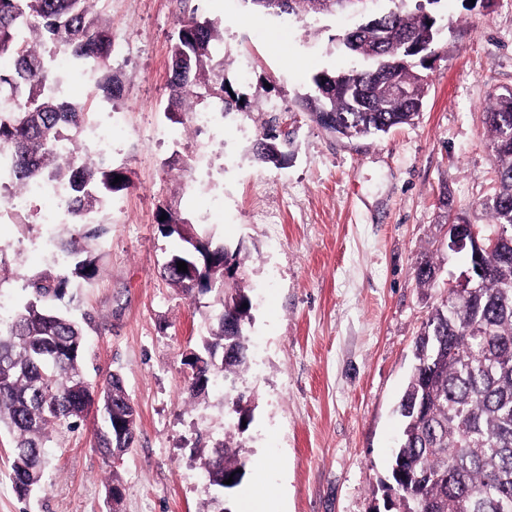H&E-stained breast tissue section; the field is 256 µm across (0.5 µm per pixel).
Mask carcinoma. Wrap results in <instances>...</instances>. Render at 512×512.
<instances>
[{
  "mask_svg": "<svg viewBox=\"0 0 512 512\" xmlns=\"http://www.w3.org/2000/svg\"><path fill=\"white\" fill-rule=\"evenodd\" d=\"M329 0H289L286 8L254 3L295 19L317 13ZM417 3L389 13L385 30L366 29L355 37L352 53L367 57L383 52L401 55L403 45L420 46L418 57L434 52L436 27ZM221 34L214 22L194 16L179 21L170 46L168 110L183 108L202 88L219 100L221 111L240 108L239 98H224V58L214 48ZM63 53L97 75V87L114 100L122 84L109 61L112 39L92 11V0H0V56L14 66L0 73V93L12 105L0 111V177L16 185L63 187L59 205L70 223L86 225L108 209L112 194L131 184L126 170L104 160L93 165L83 153L64 152L89 122L85 105L61 97V76L51 56ZM340 84L322 89L326 75L313 78L312 91L297 101L325 128L346 138L386 134L411 123L423 106L428 83L413 67L374 73L351 68L336 73ZM406 93L399 94L396 88ZM485 123L497 155L493 185L478 206L490 223L484 233L496 239L486 258L482 287L465 299L449 297L428 316L414 344L415 365L399 404L402 429L391 469L395 488L389 508L395 512H512V91L492 96ZM288 133L271 124L256 143V156L279 164ZM123 177L119 183L114 178ZM165 235L180 234L184 223L169 207ZM206 250L194 275L180 271L168 259V281L193 299L211 292L210 283L224 282V247ZM60 273L26 279L31 299L5 324H0V428L13 437L12 486L21 498L39 488L46 465V443L54 426L74 429L91 407L100 416L97 451L112 460L127 441H136L137 411L123 381L115 375L96 391L85 379L81 363L84 330L73 319L49 306L62 297L69 276L92 279L96 258L75 237L61 243ZM438 264L425 253L415 272L419 285L433 288ZM221 309L203 337L204 365L192 369L189 392L202 395L209 382L229 384L246 364V325L252 320L245 289L222 292ZM237 419V432L211 449L203 465L216 466L227 494L245 477L240 451L251 415L245 405L251 395L230 388L225 392ZM131 418L126 439L112 441L115 421Z\"/></svg>",
  "mask_w": 512,
  "mask_h": 512,
  "instance_id": "cac0c4a2",
  "label": "carcinoma"
}]
</instances>
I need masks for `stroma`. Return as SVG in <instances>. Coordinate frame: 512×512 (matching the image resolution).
Returning <instances> with one entry per match:
<instances>
[{"instance_id":"35a3bbf8","label":"stroma","mask_w":512,"mask_h":512,"mask_svg":"<svg viewBox=\"0 0 512 512\" xmlns=\"http://www.w3.org/2000/svg\"><path fill=\"white\" fill-rule=\"evenodd\" d=\"M187 8L217 23L224 84L242 102L202 132L191 114L166 111L170 40ZM94 9L121 47L110 63L123 96L103 101L94 76L68 58L62 92L90 106L91 129L111 140L107 161L132 185L99 216V274L70 278L54 306L84 328L91 385L122 376L137 438L111 466L95 448V415L55 428L42 485L22 499L9 479L12 439L0 430V512H215L199 450L234 421L223 389L190 398L187 361L217 296L199 305L165 279V262L184 246L157 225L165 205L202 239L238 252L244 270L253 304L236 381L253 397L244 488L263 461L268 495L287 512H380L415 339L446 299V279L467 269L466 255L443 245L445 220L487 221L477 202L492 186L495 154L483 111L490 95L512 90V0H438L442 32L419 117L356 139L328 132L295 102L316 74L357 65L342 37L360 17L336 12L288 28L250 0H95ZM273 121L288 134L277 166L254 153ZM58 208L49 189L22 210L0 201V317L29 299L25 278L56 271L57 240L82 233L41 222ZM427 248L440 266L432 288L415 277Z\"/></svg>"}]
</instances>
